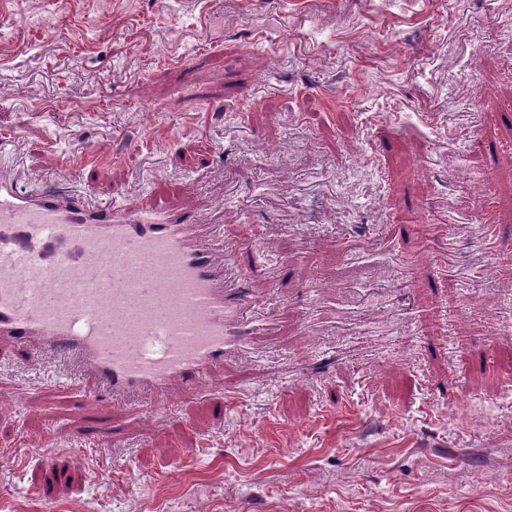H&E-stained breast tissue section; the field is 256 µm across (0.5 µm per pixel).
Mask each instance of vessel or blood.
Here are the masks:
<instances>
[{
    "instance_id": "vessel-or-blood-1",
    "label": "vessel or blood",
    "mask_w": 512,
    "mask_h": 512,
    "mask_svg": "<svg viewBox=\"0 0 512 512\" xmlns=\"http://www.w3.org/2000/svg\"><path fill=\"white\" fill-rule=\"evenodd\" d=\"M57 189L28 195L0 176V341L82 364L84 397L209 388V373L260 326L224 286L234 252L189 221L199 204L95 206Z\"/></svg>"
}]
</instances>
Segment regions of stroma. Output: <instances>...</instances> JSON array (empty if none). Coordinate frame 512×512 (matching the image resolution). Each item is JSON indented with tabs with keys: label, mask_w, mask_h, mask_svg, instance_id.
Wrapping results in <instances>:
<instances>
[{
	"label": "stroma",
	"mask_w": 512,
	"mask_h": 512,
	"mask_svg": "<svg viewBox=\"0 0 512 512\" xmlns=\"http://www.w3.org/2000/svg\"><path fill=\"white\" fill-rule=\"evenodd\" d=\"M511 153L512 0H0V172L195 195L273 322L163 412L0 342V512H512Z\"/></svg>",
	"instance_id": "stroma-1"
}]
</instances>
